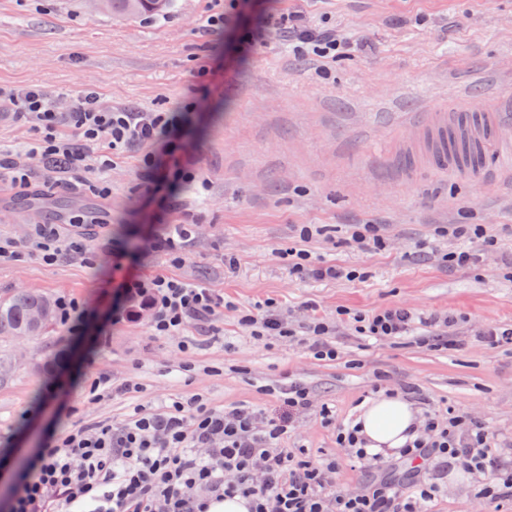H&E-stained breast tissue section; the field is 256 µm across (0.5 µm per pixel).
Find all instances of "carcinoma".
I'll return each instance as SVG.
<instances>
[{"instance_id": "obj_1", "label": "carcinoma", "mask_w": 512, "mask_h": 512, "mask_svg": "<svg viewBox=\"0 0 512 512\" xmlns=\"http://www.w3.org/2000/svg\"><path fill=\"white\" fill-rule=\"evenodd\" d=\"M173 7V0H100L97 9L112 11L128 17L145 15L162 16ZM454 151L473 162L471 170L476 172L478 156L476 146L463 137L453 141ZM55 327L54 303L41 294L17 292L0 299V335L1 336H43Z\"/></svg>"}]
</instances>
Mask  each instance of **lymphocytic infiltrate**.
I'll use <instances>...</instances> for the list:
<instances>
[{
  "instance_id": "obj_1",
  "label": "lymphocytic infiltrate",
  "mask_w": 512,
  "mask_h": 512,
  "mask_svg": "<svg viewBox=\"0 0 512 512\" xmlns=\"http://www.w3.org/2000/svg\"><path fill=\"white\" fill-rule=\"evenodd\" d=\"M279 30L294 54L325 62L351 47L335 30L304 25L293 14L281 19ZM59 101L41 85L0 87V109L31 129L28 152L47 169H83L106 198L116 160L137 151L149 192L165 191L168 212L180 186L198 181L185 125L200 110L199 100L143 112L109 104L86 88L71 96L68 109ZM118 289L117 316L149 311L156 336L190 323L213 326L224 310L213 289L165 275L126 274ZM416 320L399 306L355 318L357 333L376 341L410 335ZM278 399L283 411L277 417L244 404L205 410L197 398H176L156 410L136 408L117 427L105 422L50 436L45 450L18 471L1 506L6 512H208L212 501L239 496L249 500L250 512H430L441 487L424 474L451 466L482 475L477 494L487 502L512 495V469L492 448L488 429L462 415L445 422L426 416L400 451L408 465L400 481L385 475L380 456H368L354 422L338 425V447L378 474L356 492L338 487V461L316 464L305 449L281 446L294 417L310 405L308 389L292 381Z\"/></svg>"
}]
</instances>
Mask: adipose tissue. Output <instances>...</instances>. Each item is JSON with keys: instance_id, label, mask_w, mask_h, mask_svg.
I'll use <instances>...</instances> for the list:
<instances>
[{"instance_id": "ef3b65f1", "label": "adipose tissue", "mask_w": 512, "mask_h": 512, "mask_svg": "<svg viewBox=\"0 0 512 512\" xmlns=\"http://www.w3.org/2000/svg\"><path fill=\"white\" fill-rule=\"evenodd\" d=\"M359 422L367 451L388 455L397 453L411 439L418 416L414 404L405 398L381 396L364 405Z\"/></svg>"}]
</instances>
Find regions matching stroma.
<instances>
[{"label": "stroma", "instance_id": "obj_1", "mask_svg": "<svg viewBox=\"0 0 512 512\" xmlns=\"http://www.w3.org/2000/svg\"><path fill=\"white\" fill-rule=\"evenodd\" d=\"M266 15L300 12L305 21L347 35L355 47L324 65L289 53L276 32L239 54L255 23L232 19L207 25L224 0H175L162 18L123 19L93 10L88 0H0V87L42 85L59 94L94 87L117 106L166 109L198 97V64L224 66L221 88L203 103L191 129L200 182L184 186L166 224L149 223L141 204L146 181L136 154L113 168L112 195L95 224H62V239L79 237L88 260L65 257L48 265L24 257L0 260V298L18 290L68 297L92 310L80 334L56 326L29 338L0 337V453L15 464L40 449L50 425L66 430L97 421L118 424L139 404L199 396L221 410L247 404L279 414L276 391L296 380L315 406L328 404L334 424L314 408L298 417L282 442L307 448L314 462L339 459L338 483L352 489L366 477L336 446V426L358 417L375 387L412 388L419 410L440 418L463 414L482 421L502 457L512 459V346L490 348L480 334L512 325V134L479 173L438 172L423 148L435 115L458 100L478 108L512 97V0H266ZM32 133L0 114V169L23 165L42 196L61 204L89 199L62 173L46 175L29 158ZM381 224L386 246L363 251L348 243L351 225ZM186 224L185 260L136 256L144 235ZM320 224L324 234L300 241L298 227ZM483 225L495 245L479 265L449 268L446 253L461 240L436 227ZM43 228L39 216L0 209V241L25 249ZM131 250L124 266L213 288L226 307L218 334L188 327L155 336L147 316L114 319L111 248ZM303 246L313 261L357 271L354 279L301 278L283 248ZM234 258V269L224 266ZM275 303L296 328L304 307L333 329L336 360L316 359L303 337H257L239 314ZM423 315H449L457 350H431L425 334L372 343L354 329L353 315L389 306ZM104 376L130 384L122 396L89 399L88 380ZM59 380L69 418L43 399ZM434 512H512V497L488 505L478 478L452 468L441 479Z\"/></svg>", "mask_w": 512, "mask_h": 512}]
</instances>
